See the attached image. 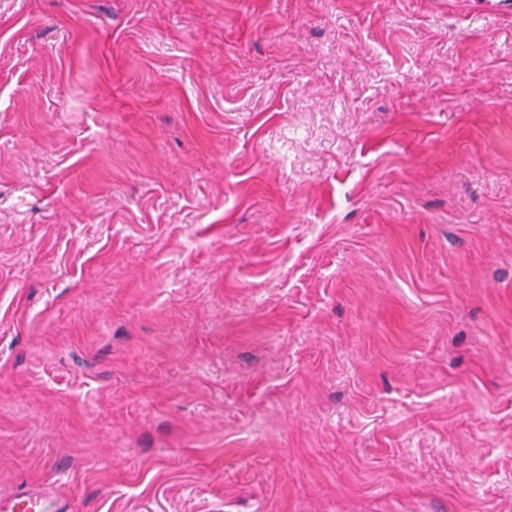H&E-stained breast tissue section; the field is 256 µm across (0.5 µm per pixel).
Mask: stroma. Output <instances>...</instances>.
Returning <instances> with one entry per match:
<instances>
[{
  "mask_svg": "<svg viewBox=\"0 0 512 512\" xmlns=\"http://www.w3.org/2000/svg\"><path fill=\"white\" fill-rule=\"evenodd\" d=\"M512 512V13L0 0V496Z\"/></svg>",
  "mask_w": 512,
  "mask_h": 512,
  "instance_id": "obj_1",
  "label": "stroma"
}]
</instances>
